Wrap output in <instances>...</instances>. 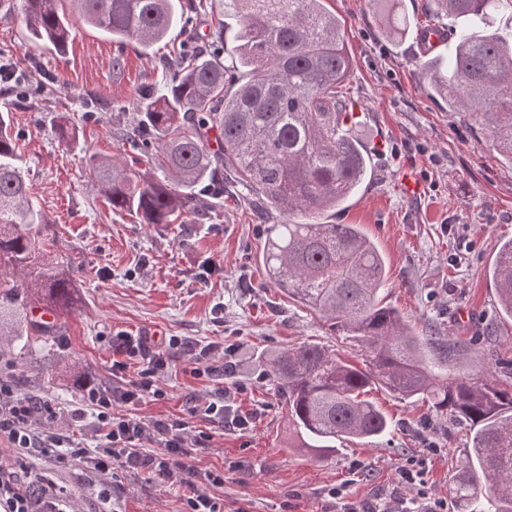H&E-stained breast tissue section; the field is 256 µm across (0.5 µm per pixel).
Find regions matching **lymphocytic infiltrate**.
Wrapping results in <instances>:
<instances>
[{"instance_id": "1", "label": "lymphocytic infiltrate", "mask_w": 512, "mask_h": 512, "mask_svg": "<svg viewBox=\"0 0 512 512\" xmlns=\"http://www.w3.org/2000/svg\"><path fill=\"white\" fill-rule=\"evenodd\" d=\"M115 386H85L81 407L65 409L49 399L17 392L0 380V442L11 455L0 462V512H61L54 485L41 496L30 489L39 475L31 460L60 450L63 459L76 461L98 479L99 512H112L114 485L120 479L148 474L157 482L179 484L184 512H224L223 499L214 490L224 483L221 472L199 473L191 464L203 447V435H192L179 418L145 419L132 408L164 398L162 378L169 367L168 351L153 347L148 337L120 333L110 339ZM90 422V437L58 431L60 421ZM431 449L407 459L398 472L402 485L418 486L419 506L403 512H448L447 502L423 490V475Z\"/></svg>"}]
</instances>
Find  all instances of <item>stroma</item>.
Wrapping results in <instances>:
<instances>
[{"mask_svg": "<svg viewBox=\"0 0 512 512\" xmlns=\"http://www.w3.org/2000/svg\"><path fill=\"white\" fill-rule=\"evenodd\" d=\"M19 4L0 6V65L31 71L41 92L20 99L1 81L0 110L10 111L23 176L44 218L34 229L42 243L36 264L68 270L76 301L71 310L55 311L53 335L8 351L0 377L20 393L73 409L82 397L80 375L111 386L110 336L155 330L160 344L176 336L183 345L170 352L165 398L145 401L138 414L182 417L190 433L208 435L194 463L223 472L216 494L224 512H336L326 491L340 485L355 500L378 497L385 512H399L410 493L397 488V473L431 442L441 452L427 461L426 489L450 500L467 427L385 388L374 387L368 398L391 421L389 435L338 443L325 457L300 447L263 372L266 357L309 340L357 363L359 346L269 280L262 260L267 222L236 188L225 185L217 202L210 189L198 192L194 223L145 224L113 211L84 166L85 155L96 154L145 170L113 131L131 123L141 92H164L172 76L165 61L192 50L194 34L212 30L210 13H185L146 52L79 23L65 55L44 51L32 58ZM325 6L344 23L352 71L341 92L363 114L351 133L371 148L374 173L322 219L360 225L386 260L387 303L417 334L466 344L454 374L487 376L493 361L512 362V320L500 315L487 276L499 245L512 238V165L423 79L425 56L404 25L428 22L427 0H326ZM60 120L76 129L71 146L54 135ZM409 175L420 182L419 195H406L402 182ZM214 341L228 344V352L212 359L211 376H192L191 352ZM220 389L235 414L252 418L249 430L190 415ZM355 461L361 468L354 474ZM35 467L80 512H98L93 478L81 465L41 458ZM123 486L121 512H183L178 487L143 474Z\"/></svg>", "mask_w": 512, "mask_h": 512, "instance_id": "35a3bbf8", "label": "stroma"}]
</instances>
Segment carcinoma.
Masks as SVG:
<instances>
[{"instance_id":"carcinoma-1","label":"carcinoma","mask_w":512,"mask_h":512,"mask_svg":"<svg viewBox=\"0 0 512 512\" xmlns=\"http://www.w3.org/2000/svg\"><path fill=\"white\" fill-rule=\"evenodd\" d=\"M64 0H21L33 50L65 52L72 17ZM78 18L142 50L162 41L195 9L194 0H72ZM220 15L238 21L231 60L224 22L208 49L181 54L171 85L143 96L139 119L120 133L147 157L153 174L85 156V165L119 212L145 224L191 223L196 188L220 183V171L246 191L258 213L276 211L263 254L269 278L288 297L344 331L363 351V366L336 359L327 346L298 341L274 353L269 377L288 411L301 447L322 455L346 439H378L392 423L363 398L380 385L399 399L417 398L438 415L468 426L469 447L452 478L457 512H512V383L481 381L448 371L457 349L436 336H419L388 305L385 261L357 224H324L318 217L344 202L372 174L371 157L346 127L339 91L351 71L341 22L324 0H212ZM512 0H428L433 19L462 18L470 28L448 29L455 41L447 59L431 58V88L463 112L471 126L512 163V33L484 27ZM0 112V266L25 271L32 261L35 224L43 223L23 180ZM220 151L208 149L210 132ZM487 275L512 319V239L499 248ZM66 310L74 287L60 269L28 283L0 281V336H15L11 319L31 291Z\"/></svg>"}]
</instances>
